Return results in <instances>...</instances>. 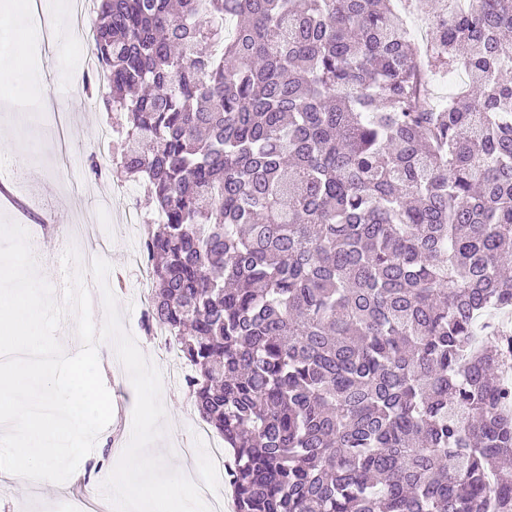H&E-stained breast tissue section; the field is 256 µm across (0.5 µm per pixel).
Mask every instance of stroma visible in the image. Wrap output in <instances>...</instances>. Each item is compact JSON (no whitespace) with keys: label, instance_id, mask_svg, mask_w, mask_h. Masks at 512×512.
Wrapping results in <instances>:
<instances>
[{"label":"stroma","instance_id":"1","mask_svg":"<svg viewBox=\"0 0 512 512\" xmlns=\"http://www.w3.org/2000/svg\"><path fill=\"white\" fill-rule=\"evenodd\" d=\"M70 4L71 0H41L54 29L52 40H43L39 31L22 25L0 32V70L8 74L0 81V143L25 146L36 142L41 146L30 168L12 172L16 190L32 213L31 219L23 223L41 276L54 286L61 280L70 224L101 225L103 235L95 245L112 266L108 284L122 310V326L142 353L156 356L162 338L146 334L142 327L140 284L129 262L138 239L126 232L118 219H106L104 208L97 203L98 189H112L116 179L106 176L95 180L88 177L84 167L73 170L67 166L71 157L89 153L99 126H115L121 121L119 112L102 107L89 112L84 107V87L74 77L84 50L70 36ZM46 100L52 111L70 114L71 125L26 127L20 119L22 109L31 102ZM114 354L111 343H99V363L104 368L102 378L111 395L113 417L128 424L132 421L135 391L129 376L119 373L112 363ZM161 399L166 429L150 447V454L160 455L184 443L196 446L192 463L201 481L215 493L226 494L228 482L216 479L205 469L210 441L196 433L200 419L186 386H163ZM113 432L109 426L99 434L74 478L58 488H34L23 478L0 485V512H63L64 504L74 499L86 502V512H104L100 486L122 455L112 445Z\"/></svg>","mask_w":512,"mask_h":512}]
</instances>
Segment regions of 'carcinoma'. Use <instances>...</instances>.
I'll return each mask as SVG.
<instances>
[{"label":"carcinoma","mask_w":512,"mask_h":512,"mask_svg":"<svg viewBox=\"0 0 512 512\" xmlns=\"http://www.w3.org/2000/svg\"><path fill=\"white\" fill-rule=\"evenodd\" d=\"M444 2L421 48L392 0H100L143 327L235 512H512V349L476 340L512 311V0Z\"/></svg>","instance_id":"cac0c4a2"}]
</instances>
